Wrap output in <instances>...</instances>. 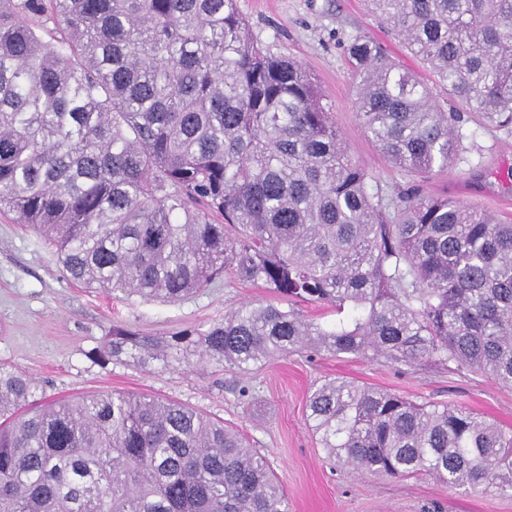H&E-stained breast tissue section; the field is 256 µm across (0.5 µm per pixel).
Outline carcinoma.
Returning a JSON list of instances; mask_svg holds the SVG:
<instances>
[{
  "instance_id": "carcinoma-1",
  "label": "carcinoma",
  "mask_w": 512,
  "mask_h": 512,
  "mask_svg": "<svg viewBox=\"0 0 512 512\" xmlns=\"http://www.w3.org/2000/svg\"><path fill=\"white\" fill-rule=\"evenodd\" d=\"M371 3L462 108L355 38L357 114L391 163L428 176L456 159L463 122L512 127V0ZM369 180L311 75L263 48L236 0H0V212L85 288L172 303L232 274L288 301L167 336L117 327L96 362L246 373L310 351L512 387V224L446 198L385 204ZM40 391L0 363V512H288L267 459L222 421ZM307 422L356 472L512 492V428L463 408L333 380Z\"/></svg>"
}]
</instances>
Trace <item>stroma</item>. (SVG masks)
I'll return each instance as SVG.
<instances>
[{
    "mask_svg": "<svg viewBox=\"0 0 512 512\" xmlns=\"http://www.w3.org/2000/svg\"><path fill=\"white\" fill-rule=\"evenodd\" d=\"M251 33L271 53L300 61L324 94L353 159L382 197L417 186L512 222V128L464 126L465 160L412 181L378 150L357 116L358 77L345 50L356 37L380 42L402 68L432 80L392 25L368 0H236ZM268 289L226 275L174 303L126 299L74 283L43 236L13 216H0V361L35 379L47 398L125 392L177 402L223 419L265 455L282 481L288 512H512V494L459 490L432 478L354 473L330 462L306 420L310 392L340 378L399 393L421 403L468 408L512 427V388L490 376L431 363L412 367L313 352L270 360L237 373L224 369L143 366L131 358L101 364L89 353L113 326L156 336L207 327L244 304L275 302Z\"/></svg>",
    "mask_w": 512,
    "mask_h": 512,
    "instance_id": "obj_1",
    "label": "stroma"
}]
</instances>
